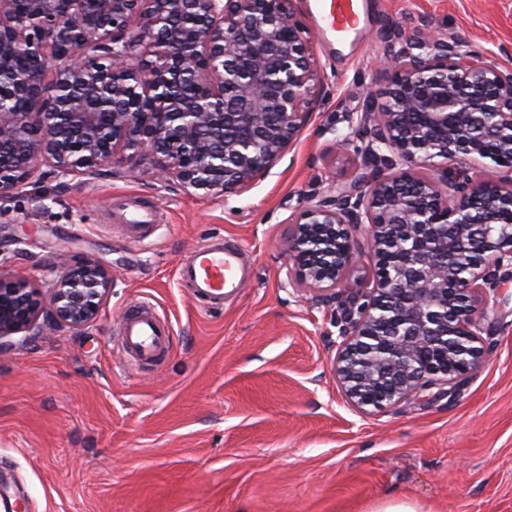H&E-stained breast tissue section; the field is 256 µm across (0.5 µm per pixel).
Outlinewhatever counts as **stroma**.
Returning a JSON list of instances; mask_svg holds the SVG:
<instances>
[{"label":"stroma","instance_id":"1","mask_svg":"<svg viewBox=\"0 0 512 512\" xmlns=\"http://www.w3.org/2000/svg\"><path fill=\"white\" fill-rule=\"evenodd\" d=\"M321 0H298L324 93L297 143L241 195L164 188L142 172L35 183L0 205V265L38 283L62 258L112 275L82 331L21 334L0 354V497L26 512H368L390 497L423 512H512V274L483 338L488 364L452 394L363 415L330 371L337 302L294 287L283 240L310 202L355 164L336 148L367 97L384 102L379 31L443 38L512 66V0H358L363 23L317 28ZM161 209L145 239L111 206ZM221 236L250 261L236 297L198 302L177 275ZM146 301L171 330L156 363L126 360L124 311Z\"/></svg>","mask_w":512,"mask_h":512}]
</instances>
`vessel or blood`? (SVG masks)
<instances>
[{"instance_id": "obj_1", "label": "vessel or blood", "mask_w": 512, "mask_h": 512, "mask_svg": "<svg viewBox=\"0 0 512 512\" xmlns=\"http://www.w3.org/2000/svg\"><path fill=\"white\" fill-rule=\"evenodd\" d=\"M324 19L339 32L356 29L360 14L355 0H326ZM177 272L196 298L212 304L236 295L250 276L241 249L220 237L194 249ZM121 333L127 356L135 360L157 356L169 346V327L144 302L126 310Z\"/></svg>"}]
</instances>
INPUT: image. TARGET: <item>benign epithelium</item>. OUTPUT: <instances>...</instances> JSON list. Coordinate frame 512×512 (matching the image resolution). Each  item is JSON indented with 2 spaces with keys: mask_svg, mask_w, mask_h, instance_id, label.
Listing matches in <instances>:
<instances>
[{
  "mask_svg": "<svg viewBox=\"0 0 512 512\" xmlns=\"http://www.w3.org/2000/svg\"><path fill=\"white\" fill-rule=\"evenodd\" d=\"M296 0H0V203L45 179L148 170L239 195L300 138L322 87ZM433 35L390 51L386 101L341 147L355 178L307 206L284 252L328 301L368 225L371 288L340 305L331 371L363 414L484 366L490 294L512 269V68ZM51 287L0 265V352L81 331L112 274L62 260Z\"/></svg>",
  "mask_w": 512,
  "mask_h": 512,
  "instance_id": "benign-epithelium-1",
  "label": "benign epithelium"
}]
</instances>
